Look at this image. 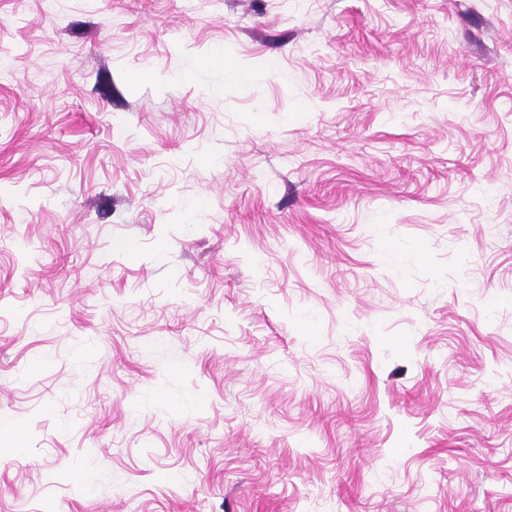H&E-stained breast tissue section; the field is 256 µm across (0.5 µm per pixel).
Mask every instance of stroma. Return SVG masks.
Returning a JSON list of instances; mask_svg holds the SVG:
<instances>
[{"label": "stroma", "instance_id": "35a3bbf8", "mask_svg": "<svg viewBox=\"0 0 512 512\" xmlns=\"http://www.w3.org/2000/svg\"><path fill=\"white\" fill-rule=\"evenodd\" d=\"M0 512H512V0H0Z\"/></svg>", "mask_w": 512, "mask_h": 512}]
</instances>
